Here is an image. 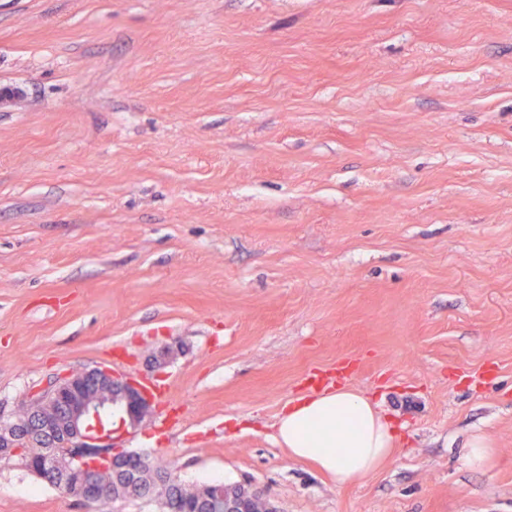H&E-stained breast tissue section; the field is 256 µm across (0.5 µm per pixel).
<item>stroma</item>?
Instances as JSON below:
<instances>
[{
  "label": "stroma",
  "instance_id": "35a3bbf8",
  "mask_svg": "<svg viewBox=\"0 0 512 512\" xmlns=\"http://www.w3.org/2000/svg\"><path fill=\"white\" fill-rule=\"evenodd\" d=\"M0 90V423L108 367L184 486L512 512V0H0ZM341 366L402 426L347 486L273 428ZM0 512L163 507L0 458Z\"/></svg>",
  "mask_w": 512,
  "mask_h": 512
}]
</instances>
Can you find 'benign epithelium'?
Here are the masks:
<instances>
[{
  "mask_svg": "<svg viewBox=\"0 0 512 512\" xmlns=\"http://www.w3.org/2000/svg\"><path fill=\"white\" fill-rule=\"evenodd\" d=\"M152 406L144 386L109 368L66 374L32 394L20 423L0 426V456H18L66 494L105 505L113 494L102 476L135 482L145 465L140 455L112 448V434L141 423ZM203 496L221 505L219 512H246L252 491L230 496L215 482L204 486Z\"/></svg>",
  "mask_w": 512,
  "mask_h": 512,
  "instance_id": "benign-epithelium-1",
  "label": "benign epithelium"
}]
</instances>
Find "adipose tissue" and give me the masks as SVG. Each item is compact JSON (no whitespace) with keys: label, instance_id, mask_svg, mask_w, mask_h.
Segmentation results:
<instances>
[{"label":"adipose tissue","instance_id":"1","mask_svg":"<svg viewBox=\"0 0 512 512\" xmlns=\"http://www.w3.org/2000/svg\"><path fill=\"white\" fill-rule=\"evenodd\" d=\"M276 442L344 485L379 470L398 430L373 399L352 386L288 400L274 424Z\"/></svg>","mask_w":512,"mask_h":512}]
</instances>
